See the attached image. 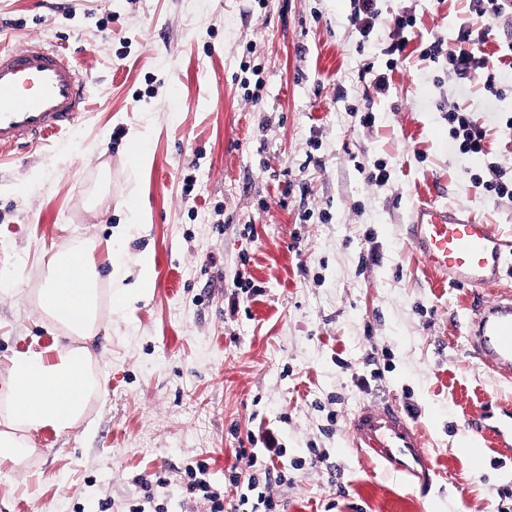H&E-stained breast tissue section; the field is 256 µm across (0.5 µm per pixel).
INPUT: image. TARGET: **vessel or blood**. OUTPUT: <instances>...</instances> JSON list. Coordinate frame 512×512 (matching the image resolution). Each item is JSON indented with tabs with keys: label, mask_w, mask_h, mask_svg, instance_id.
<instances>
[{
	"label": "vessel or blood",
	"mask_w": 512,
	"mask_h": 512,
	"mask_svg": "<svg viewBox=\"0 0 512 512\" xmlns=\"http://www.w3.org/2000/svg\"><path fill=\"white\" fill-rule=\"evenodd\" d=\"M80 66L67 52L40 44L0 47V155L33 146L70 129L86 95ZM411 244L440 282L498 290L493 302L472 304L471 353L499 380L512 382V290L502 285L507 244L466 210L433 200L416 206ZM351 446L387 474L409 483H431L435 469L420 429L398 407L361 408L350 421ZM512 450V414L504 413L478 447Z\"/></svg>",
	"instance_id": "obj_1"
}]
</instances>
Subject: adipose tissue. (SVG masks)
<instances>
[{"label": "adipose tissue", "instance_id": "ef3b65f1", "mask_svg": "<svg viewBox=\"0 0 512 512\" xmlns=\"http://www.w3.org/2000/svg\"><path fill=\"white\" fill-rule=\"evenodd\" d=\"M49 279L39 296L44 315L67 335L53 355L13 356L0 382V465L22 467L32 455L34 432L68 434L84 417L90 399L102 397L97 360L88 343L96 337L100 272L91 250L78 246L51 255Z\"/></svg>", "mask_w": 512, "mask_h": 512}]
</instances>
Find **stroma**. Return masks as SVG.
<instances>
[{
  "instance_id": "stroma-1",
  "label": "stroma",
  "mask_w": 512,
  "mask_h": 512,
  "mask_svg": "<svg viewBox=\"0 0 512 512\" xmlns=\"http://www.w3.org/2000/svg\"><path fill=\"white\" fill-rule=\"evenodd\" d=\"M378 8L365 37L350 0H0L8 48H65L87 76L72 128L0 159V380L14 353L64 341L38 307L50 254L88 243L107 275L90 343L105 393L0 466V512H208L184 472L199 462L238 512L265 492L286 512H512V463L460 449L512 410L468 337L472 297L496 291L437 283L409 229L432 199L512 239V200L476 185L491 162L512 176V87L387 54L404 11L446 50L484 28L460 0ZM454 105L485 154L456 147ZM379 165L389 181L367 182ZM146 252L150 290L112 300ZM389 402L423 432L431 489L350 446L353 415ZM270 435L282 456L255 487L235 455Z\"/></svg>"
}]
</instances>
